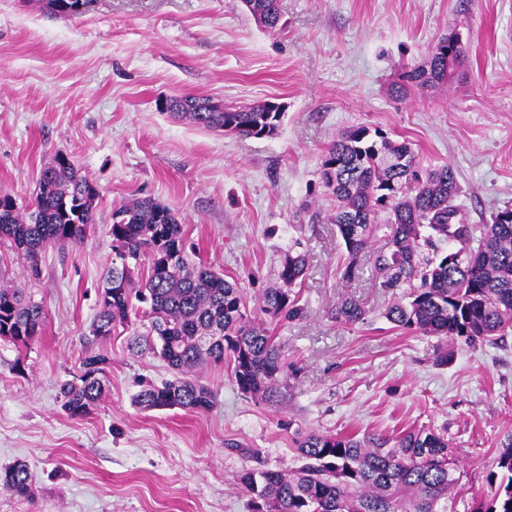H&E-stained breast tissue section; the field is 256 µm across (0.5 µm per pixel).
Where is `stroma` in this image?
I'll return each mask as SVG.
<instances>
[{
	"mask_svg": "<svg viewBox=\"0 0 512 512\" xmlns=\"http://www.w3.org/2000/svg\"><path fill=\"white\" fill-rule=\"evenodd\" d=\"M281 30L259 28L240 0H92L68 18L44 0H0V193L31 205L44 165L69 156L94 186L80 243L36 264L0 245V280L25 288L45 320L29 347L0 340V472L26 464L28 495L0 488V512H250L243 469L297 466L308 431L392 447L403 430L445 434L456 461L448 512H474L499 487L512 433V332L457 342L392 328L391 296L370 270L378 233L352 282L320 169L341 132L365 126L411 143L422 167L449 165L466 223L512 206V0H281ZM465 53L446 84L391 91L439 39ZM285 105L276 135H227L172 118L163 99ZM150 198L181 220L193 262L222 272L258 310L288 255L308 269L303 315L267 319L288 376L276 401L245 396L225 364L196 372L210 410L144 411L141 385L167 364L127 348V332L89 341L112 262V210ZM351 295L364 322L338 321ZM108 357L92 414L71 417L60 387L83 359Z\"/></svg>",
	"mask_w": 512,
	"mask_h": 512,
	"instance_id": "35a3bbf8",
	"label": "stroma"
}]
</instances>
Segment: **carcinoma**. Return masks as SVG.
Returning <instances> with one entry per match:
<instances>
[{"instance_id": "1", "label": "carcinoma", "mask_w": 512, "mask_h": 512, "mask_svg": "<svg viewBox=\"0 0 512 512\" xmlns=\"http://www.w3.org/2000/svg\"><path fill=\"white\" fill-rule=\"evenodd\" d=\"M257 26L277 30L280 0H241ZM86 0H46L55 15L85 13ZM448 55L438 54L411 68L394 88L404 93L445 84ZM176 117L214 131L256 138L272 137L283 117L269 102L221 109L210 99L183 96L169 100ZM321 180L336 200L331 215L345 248L342 279L358 273L380 224L391 225L389 250L374 260L380 286L393 296L384 318L395 328L442 340L438 362L452 359L457 338L470 343L494 341L512 329V208L498 211L489 224H467L455 199L461 187L451 167L421 173L407 141L365 126L341 133L328 148ZM96 190L64 154L44 166L31 206L21 208L0 194V243L37 266L49 245L76 244L95 223ZM112 266L104 277L109 298L99 303L90 333L116 331L130 323L134 302L141 304L140 327L132 345L158 355L174 373L160 386L149 385L135 397L144 410L178 407L188 411L212 406L209 389L192 375L207 363L232 362L242 393L272 402L285 375L273 336L246 307L237 284L204 265L189 261L183 224L167 206L133 199L112 211ZM307 267L302 254L288 256L268 288L260 310L288 320L302 315L291 287ZM365 309L345 295L336 318L364 321ZM44 322L43 307L24 289L0 286V339L28 346ZM108 357H85L77 383L61 387L63 407L73 417L90 414L104 394ZM300 465L288 471L244 469L236 481L250 496L252 512H448V491L455 483L448 440L427 428L401 433L392 448H371L354 435L307 432L297 441ZM497 467L502 490L476 512H512V435L502 443ZM27 466L16 464L0 476V487L18 495L28 491Z\"/></svg>"}]
</instances>
